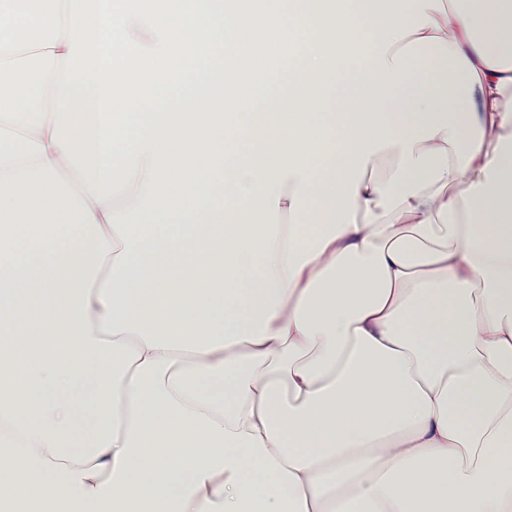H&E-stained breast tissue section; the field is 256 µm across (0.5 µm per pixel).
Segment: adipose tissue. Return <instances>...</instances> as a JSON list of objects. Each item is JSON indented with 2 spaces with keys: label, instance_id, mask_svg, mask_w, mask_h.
I'll use <instances>...</instances> for the list:
<instances>
[{
  "label": "adipose tissue",
  "instance_id": "ef3b65f1",
  "mask_svg": "<svg viewBox=\"0 0 512 512\" xmlns=\"http://www.w3.org/2000/svg\"><path fill=\"white\" fill-rule=\"evenodd\" d=\"M70 9L0 0V512H512V0H272L260 126L113 146Z\"/></svg>",
  "mask_w": 512,
  "mask_h": 512
}]
</instances>
